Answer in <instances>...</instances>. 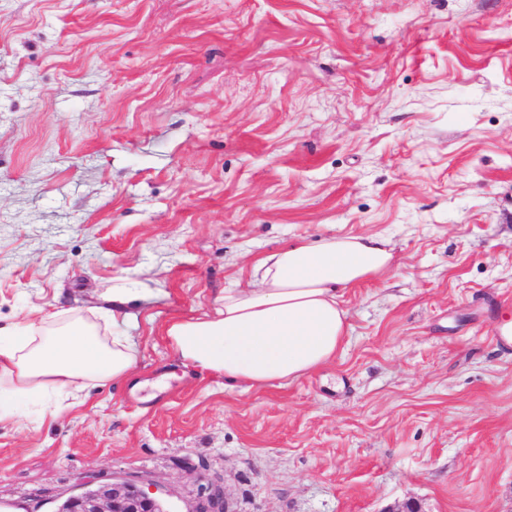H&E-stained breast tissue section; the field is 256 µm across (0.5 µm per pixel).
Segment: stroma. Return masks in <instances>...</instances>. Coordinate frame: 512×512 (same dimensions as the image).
Returning a JSON list of instances; mask_svg holds the SVG:
<instances>
[{
	"mask_svg": "<svg viewBox=\"0 0 512 512\" xmlns=\"http://www.w3.org/2000/svg\"><path fill=\"white\" fill-rule=\"evenodd\" d=\"M382 234L346 343L244 391L163 336L300 239ZM148 284L144 387L0 421V512H512V0H0V326ZM128 483L112 478V483L93 492L70 496L58 512H166L157 500Z\"/></svg>",
	"mask_w": 512,
	"mask_h": 512,
	"instance_id": "35a3bbf8",
	"label": "stroma"
}]
</instances>
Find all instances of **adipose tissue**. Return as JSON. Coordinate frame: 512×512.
<instances>
[{
	"instance_id": "ef3b65f1",
	"label": "adipose tissue",
	"mask_w": 512,
	"mask_h": 512,
	"mask_svg": "<svg viewBox=\"0 0 512 512\" xmlns=\"http://www.w3.org/2000/svg\"><path fill=\"white\" fill-rule=\"evenodd\" d=\"M393 247L380 235L303 240L260 258L246 288L225 289L207 314L173 319L163 334L182 366L246 390L288 385L335 359L347 336L339 289L385 273ZM138 351L96 312L56 313L0 327V420L16 402L58 415L60 394L86 402L96 382L134 384Z\"/></svg>"
}]
</instances>
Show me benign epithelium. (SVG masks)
I'll return each mask as SVG.
<instances>
[{
    "mask_svg": "<svg viewBox=\"0 0 512 512\" xmlns=\"http://www.w3.org/2000/svg\"><path fill=\"white\" fill-rule=\"evenodd\" d=\"M58 512H164L157 500L151 498L127 481L114 479L112 483L92 492L70 496Z\"/></svg>",
    "mask_w": 512,
    "mask_h": 512,
    "instance_id": "1",
    "label": "benign epithelium"
}]
</instances>
